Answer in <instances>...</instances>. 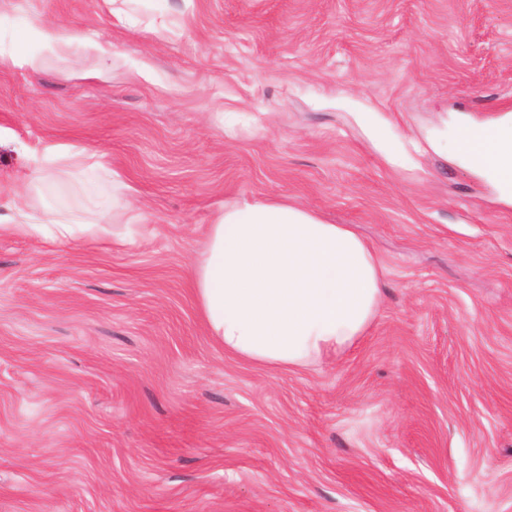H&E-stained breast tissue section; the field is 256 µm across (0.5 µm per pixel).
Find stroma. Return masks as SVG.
Masks as SVG:
<instances>
[{
    "instance_id": "stroma-1",
    "label": "stroma",
    "mask_w": 512,
    "mask_h": 512,
    "mask_svg": "<svg viewBox=\"0 0 512 512\" xmlns=\"http://www.w3.org/2000/svg\"><path fill=\"white\" fill-rule=\"evenodd\" d=\"M43 21L81 39L0 62V214L137 231L0 223V512H512V204L455 146L512 114V0H0V52ZM281 197L384 292L277 371L208 336L191 272L224 203ZM44 155L52 160L63 159L78 164L85 156V149L78 144H52L45 147ZM48 228L50 240L57 244H65L83 237H100L109 233L111 224H94L77 221L51 220Z\"/></svg>"
}]
</instances>
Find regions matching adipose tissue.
Listing matches in <instances>:
<instances>
[{
    "label": "adipose tissue",
    "mask_w": 512,
    "mask_h": 512,
    "mask_svg": "<svg viewBox=\"0 0 512 512\" xmlns=\"http://www.w3.org/2000/svg\"><path fill=\"white\" fill-rule=\"evenodd\" d=\"M22 232H49L65 244L100 237L107 225L32 223L23 206ZM198 311L226 354L273 369H295L352 345L381 301V264L348 224H327L283 199L223 206L207 230L192 277Z\"/></svg>",
    "instance_id": "1"
}]
</instances>
